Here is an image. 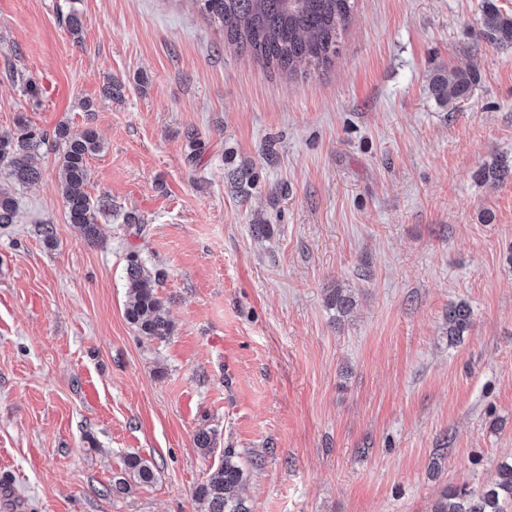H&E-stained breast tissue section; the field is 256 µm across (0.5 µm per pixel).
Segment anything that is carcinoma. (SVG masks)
<instances>
[{
	"label": "carcinoma",
	"mask_w": 512,
	"mask_h": 512,
	"mask_svg": "<svg viewBox=\"0 0 512 512\" xmlns=\"http://www.w3.org/2000/svg\"><path fill=\"white\" fill-rule=\"evenodd\" d=\"M195 8L224 31L228 44L250 52L263 66H274L288 79L325 70L336 57L338 44L354 7V0H192ZM484 33L499 47L512 46V15L501 12L486 0L482 13ZM477 73L473 68L453 69L437 76L432 84L436 99L461 103L471 95ZM62 146L61 189L69 224L77 227L87 243L98 242L99 217L110 211L104 197L92 198L85 190L89 177V158L100 152L102 144L90 127L78 133L60 124L54 133ZM48 134L21 117L14 131L0 134V168L7 180L23 185L36 181L38 169L32 159ZM16 219V201L0 184V225ZM128 302L127 321L142 336L167 340L174 324L164 301L156 292L159 274L151 272L134 257L126 269ZM471 326V309L463 303L448 308V336L459 340ZM129 473L140 484L155 478L151 464L137 455L126 460ZM244 470L239 454L224 449L220 462L210 468L206 480L194 496L206 504V512H250L241 496ZM512 507V462L498 465L495 479L481 492L465 487L443 491L431 512H507Z\"/></svg>",
	"instance_id": "obj_1"
}]
</instances>
